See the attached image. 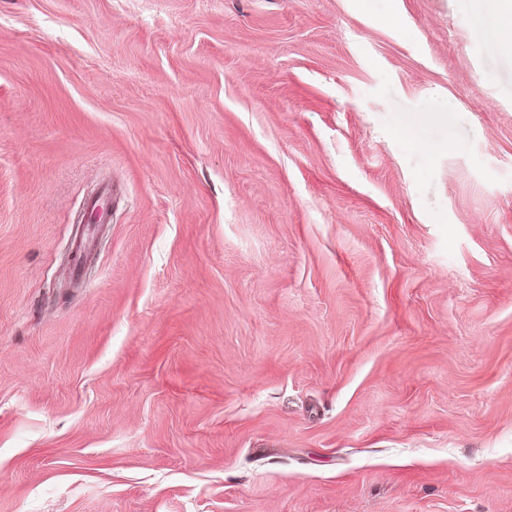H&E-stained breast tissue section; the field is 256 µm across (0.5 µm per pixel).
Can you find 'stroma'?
Here are the masks:
<instances>
[{
	"label": "stroma",
	"mask_w": 512,
	"mask_h": 512,
	"mask_svg": "<svg viewBox=\"0 0 512 512\" xmlns=\"http://www.w3.org/2000/svg\"><path fill=\"white\" fill-rule=\"evenodd\" d=\"M0 512H512L481 0H0ZM433 118L427 112L415 113L401 121L397 132L411 144H424V130Z\"/></svg>",
	"instance_id": "35a3bbf8"
}]
</instances>
